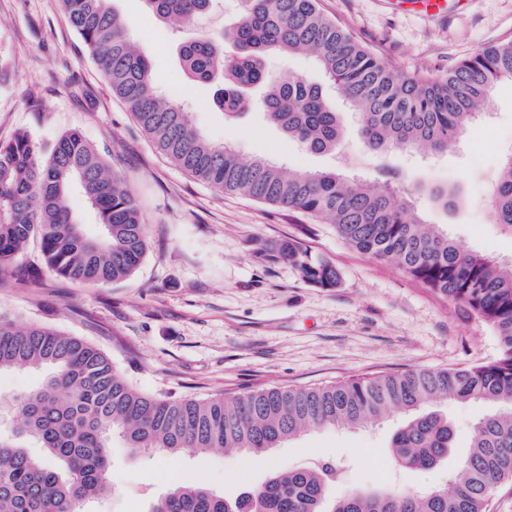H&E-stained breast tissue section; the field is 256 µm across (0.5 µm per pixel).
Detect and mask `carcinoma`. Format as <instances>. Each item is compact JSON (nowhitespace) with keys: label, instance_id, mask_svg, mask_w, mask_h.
I'll return each mask as SVG.
<instances>
[{"label":"carcinoma","instance_id":"carcinoma-1","mask_svg":"<svg viewBox=\"0 0 512 512\" xmlns=\"http://www.w3.org/2000/svg\"><path fill=\"white\" fill-rule=\"evenodd\" d=\"M112 0H59L73 30L156 149L176 166L226 193L296 210L335 226L337 235L375 259L394 262L430 290L461 303L489 329L497 359L462 368L410 370L353 378L314 388H266L204 400L157 397L131 388L94 346L40 324L24 328L0 315V372L50 368L37 390L0 395L13 410L0 431V512H85L112 493L110 448L120 434L135 450L177 456L225 448L252 454L315 428H362L392 412L409 415L394 433L391 455L407 470H431L448 458L454 432L448 418L420 412L430 399L478 400L491 412L474 427L469 452L450 487H400L330 496L342 466L323 462L272 472L240 499L200 483L171 487L150 512H485L492 488L512 478V263L464 250L398 197L401 171L384 164L381 186L335 170L285 172L266 159L241 162L232 148L211 142L188 112L157 91L150 63L130 40ZM212 0H143L165 22L193 24ZM315 57L359 115L367 151L387 156L420 147L444 152L471 127L502 79L512 80V41L486 48L438 76L405 73L329 18L319 0H243L241 16L217 36L186 42V76L200 83L224 75L215 103L231 119L249 106L246 89L263 84L265 117L315 154L336 151L344 127L321 87L297 76L269 77L268 54ZM79 194L95 222L69 206ZM415 194L441 210L455 209L458 190L421 184ZM489 218L512 228V157L495 177ZM39 242L48 268L85 284L130 279L147 252L139 206L104 154L77 129L41 146L29 132L0 144V276L29 241ZM295 266L309 283L336 285V271L288 243L267 255ZM34 439L44 453L29 455Z\"/></svg>","mask_w":512,"mask_h":512}]
</instances>
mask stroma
I'll return each mask as SVG.
<instances>
[{
    "label": "stroma",
    "mask_w": 512,
    "mask_h": 512,
    "mask_svg": "<svg viewBox=\"0 0 512 512\" xmlns=\"http://www.w3.org/2000/svg\"><path fill=\"white\" fill-rule=\"evenodd\" d=\"M130 38L147 55L157 89L180 99L193 126L231 144L240 160L265 158L285 169L335 170L374 181L383 161L404 174L401 191L436 180L457 186L453 211L421 202L418 216L439 225L466 249L512 260V231L491 223L487 202L502 158L512 153V82L500 81L475 129L448 152L367 154L358 119L304 53L272 54L273 76L319 84L346 130L341 154H312L269 124L259 108L226 120L213 98L222 77L190 82L183 42L236 20L241 0H214L194 25L178 29L147 13L142 0H112ZM326 14L396 70L442 74L489 45L512 41V0H465L446 13L422 14L394 0H321ZM77 129L106 156L141 210L148 250L137 273L110 286L68 281L45 265L36 244L23 251L25 270L0 277V315L41 324L89 342L137 390L206 399L271 387H315L356 377L439 370L495 359L490 329L428 289L398 265L381 262L340 239L333 225L307 214L227 194L200 182L161 155L116 99L89 58L58 0H0V143L21 130L48 144ZM291 243L335 268L337 284L305 282L298 269L267 259ZM455 434L447 461L430 471L394 465L389 446L407 415L394 413L360 429H318L257 459L214 449L169 458L112 439L113 492L89 512H148L176 482L200 483L228 498L279 469L315 461L342 463L332 489L447 485L485 403L437 400Z\"/></svg>",
    "instance_id": "1"
}]
</instances>
